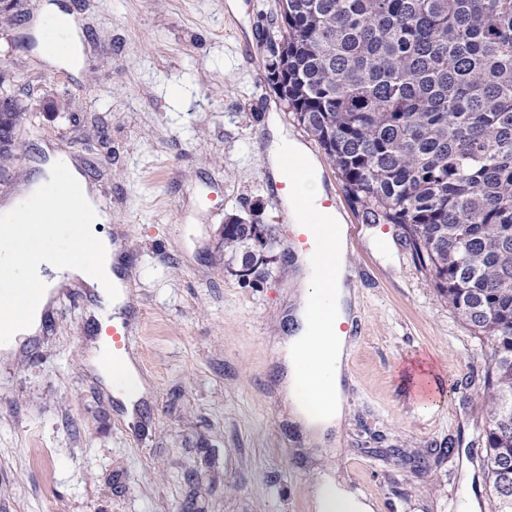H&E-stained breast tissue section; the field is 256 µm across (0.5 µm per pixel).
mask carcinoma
I'll return each mask as SVG.
<instances>
[{
	"instance_id": "obj_1",
	"label": "carcinoma",
	"mask_w": 512,
	"mask_h": 512,
	"mask_svg": "<svg viewBox=\"0 0 512 512\" xmlns=\"http://www.w3.org/2000/svg\"><path fill=\"white\" fill-rule=\"evenodd\" d=\"M263 81L374 220L494 340L487 447L512 448V0H279ZM27 110L0 96V164ZM237 215L224 247L255 264Z\"/></svg>"
}]
</instances>
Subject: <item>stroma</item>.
Segmentation results:
<instances>
[{
    "label": "stroma",
    "instance_id": "obj_1",
    "mask_svg": "<svg viewBox=\"0 0 512 512\" xmlns=\"http://www.w3.org/2000/svg\"><path fill=\"white\" fill-rule=\"evenodd\" d=\"M56 2L81 20L77 73L44 54L45 0L0 12V94L31 110L0 202L51 152L108 198L140 255L126 311L139 320L144 391L127 405L99 371L94 292L59 293L41 333L0 358V512H315L323 475L372 512H464L469 491L495 512L483 468L493 341L449 308L402 226L374 223L328 167L326 188L360 227L350 260L362 333L327 443L284 402L292 225L263 180L270 110L322 151L261 79L257 45L277 0H239L237 12L228 0ZM256 202L276 243L265 277L244 281L224 220ZM419 367L442 397L418 399Z\"/></svg>",
    "mask_w": 512,
    "mask_h": 512
}]
</instances>
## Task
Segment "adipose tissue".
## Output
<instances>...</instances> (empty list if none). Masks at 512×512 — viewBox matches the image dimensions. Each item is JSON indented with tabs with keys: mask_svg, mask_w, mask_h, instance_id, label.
Here are the masks:
<instances>
[{
	"mask_svg": "<svg viewBox=\"0 0 512 512\" xmlns=\"http://www.w3.org/2000/svg\"><path fill=\"white\" fill-rule=\"evenodd\" d=\"M42 27L65 45L73 67L81 68L77 15L47 5ZM268 128L271 138L262 153L274 177L282 175L285 152L303 161L293 176L297 193L283 199L292 223H305L318 209L323 223L332 228L317 249L296 255L301 291L293 313L295 328L285 345L288 398L298 420L319 440L339 425L345 412L343 379L351 339L341 327L353 321L356 289L342 218L321 207L327 191L315 161L281 124L277 112H270ZM111 221L95 203L94 186L70 160L58 155L49 156L20 195L0 208V318L11 324L9 350L41 332L43 315L61 285L85 284L109 305L125 301L123 286L112 271L122 245L98 230ZM62 227L70 233L69 248L50 247V239Z\"/></svg>",
	"mask_w": 512,
	"mask_h": 512,
	"instance_id": "1",
	"label": "adipose tissue"
}]
</instances>
